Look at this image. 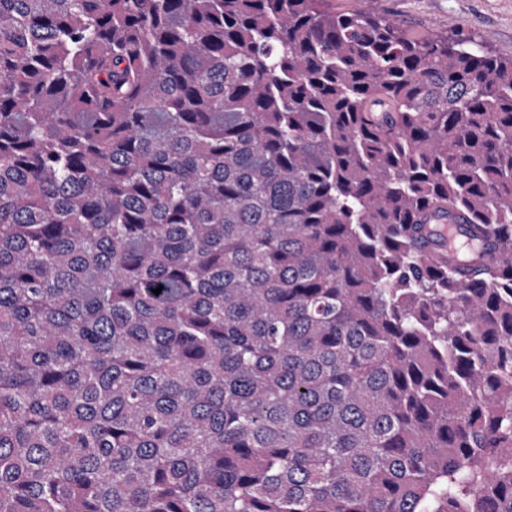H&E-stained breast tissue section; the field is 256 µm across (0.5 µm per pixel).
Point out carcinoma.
I'll use <instances>...</instances> for the list:
<instances>
[{
    "label": "carcinoma",
    "instance_id": "cac0c4a2",
    "mask_svg": "<svg viewBox=\"0 0 512 512\" xmlns=\"http://www.w3.org/2000/svg\"><path fill=\"white\" fill-rule=\"evenodd\" d=\"M0 512H512V57L0 0Z\"/></svg>",
    "mask_w": 512,
    "mask_h": 512
}]
</instances>
